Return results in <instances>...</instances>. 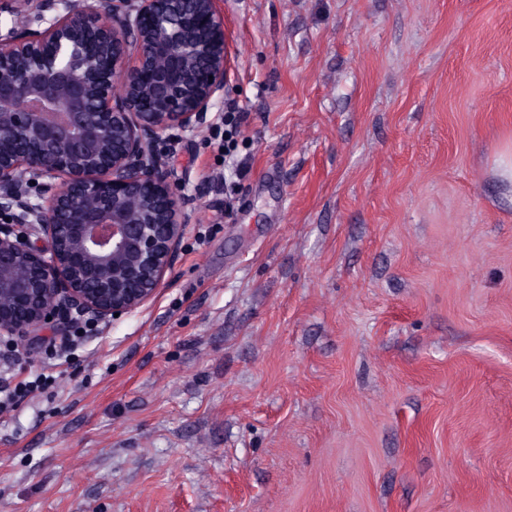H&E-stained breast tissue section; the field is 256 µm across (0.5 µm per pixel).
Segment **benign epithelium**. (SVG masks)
Returning a JSON list of instances; mask_svg holds the SVG:
<instances>
[{
  "instance_id": "7a95c632",
  "label": "benign epithelium",
  "mask_w": 512,
  "mask_h": 512,
  "mask_svg": "<svg viewBox=\"0 0 512 512\" xmlns=\"http://www.w3.org/2000/svg\"><path fill=\"white\" fill-rule=\"evenodd\" d=\"M101 8L107 24L84 0H0V334L62 331L69 309L101 322L137 310L182 239L159 143L211 121L224 16L216 0Z\"/></svg>"
}]
</instances>
